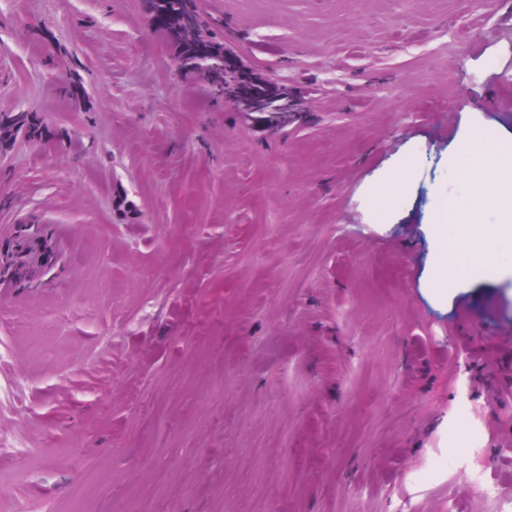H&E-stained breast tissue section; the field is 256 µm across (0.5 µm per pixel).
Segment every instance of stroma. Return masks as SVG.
I'll return each instance as SVG.
<instances>
[{
	"instance_id": "1",
	"label": "stroma",
	"mask_w": 512,
	"mask_h": 512,
	"mask_svg": "<svg viewBox=\"0 0 512 512\" xmlns=\"http://www.w3.org/2000/svg\"><path fill=\"white\" fill-rule=\"evenodd\" d=\"M0 0V512H512V0ZM483 169L476 190L468 169ZM445 227L434 242L430 227ZM456 292L438 288V262ZM154 14L164 13L179 21L178 28L187 39L195 37L198 17L193 9V0H150ZM268 95L254 96L247 98V104L245 108L254 109L260 118L265 117V121L268 122H282L288 118V106L284 102L285 98L278 100V106H269L266 104ZM505 209V221L502 224L490 225L485 229L482 236L476 238L485 243H492L500 240H509L512 242V201L505 199L502 201Z\"/></svg>"
}]
</instances>
